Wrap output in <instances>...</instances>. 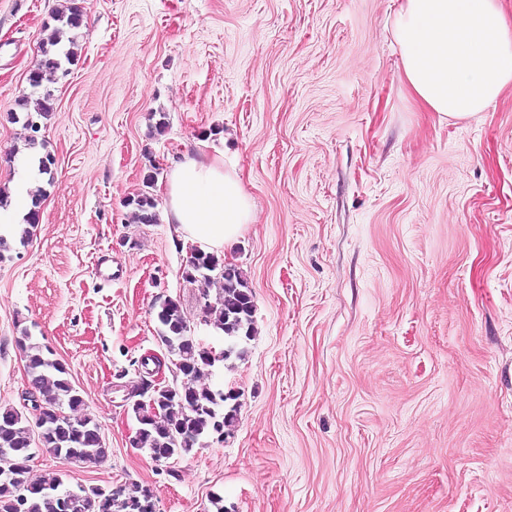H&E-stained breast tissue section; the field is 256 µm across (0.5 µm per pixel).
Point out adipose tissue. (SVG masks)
<instances>
[{
	"mask_svg": "<svg viewBox=\"0 0 512 512\" xmlns=\"http://www.w3.org/2000/svg\"><path fill=\"white\" fill-rule=\"evenodd\" d=\"M394 36L409 87L444 117L476 116L512 84V24L501 0H400ZM164 195L168 223L205 250L234 241L254 218L237 170L218 157L182 154Z\"/></svg>",
	"mask_w": 512,
	"mask_h": 512,
	"instance_id": "obj_1",
	"label": "adipose tissue"
}]
</instances>
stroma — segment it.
Masks as SVG:
<instances>
[{"label": "stroma", "instance_id": "35a3bbf8", "mask_svg": "<svg viewBox=\"0 0 512 512\" xmlns=\"http://www.w3.org/2000/svg\"><path fill=\"white\" fill-rule=\"evenodd\" d=\"M67 80L36 149L56 159L40 221L0 251V407L28 387L29 329L68 368L109 449L46 452L39 482L150 488L157 512H512V87L453 120L410 92L398 0H77ZM68 0H0V186L44 26ZM167 128L157 133L158 119ZM235 165L254 222L222 248L253 291L224 441L156 466L133 447L130 387L165 357L155 303L204 346L178 225L134 224L174 156ZM152 185H145L149 172ZM111 260L118 279L98 266Z\"/></svg>", "mask_w": 512, "mask_h": 512}]
</instances>
